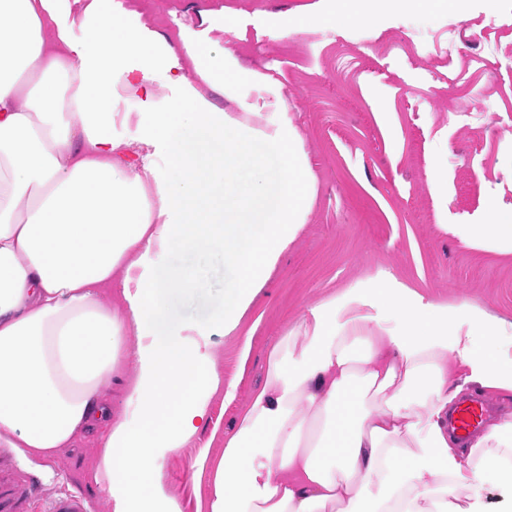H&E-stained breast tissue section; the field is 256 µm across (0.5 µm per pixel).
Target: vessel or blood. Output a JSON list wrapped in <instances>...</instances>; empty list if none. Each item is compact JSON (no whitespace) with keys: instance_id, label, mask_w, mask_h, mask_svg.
<instances>
[{"instance_id":"obj_1","label":"vessel or blood","mask_w":512,"mask_h":512,"mask_svg":"<svg viewBox=\"0 0 512 512\" xmlns=\"http://www.w3.org/2000/svg\"><path fill=\"white\" fill-rule=\"evenodd\" d=\"M484 420V404L476 400L456 408L449 424L460 437H467ZM39 477L21 468L12 449L0 448V512H93V504L79 493H69L37 508Z\"/></svg>"}]
</instances>
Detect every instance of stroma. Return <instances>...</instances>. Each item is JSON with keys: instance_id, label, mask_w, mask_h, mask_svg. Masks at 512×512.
<instances>
[{"instance_id": "1", "label": "stroma", "mask_w": 512, "mask_h": 512, "mask_svg": "<svg viewBox=\"0 0 512 512\" xmlns=\"http://www.w3.org/2000/svg\"><path fill=\"white\" fill-rule=\"evenodd\" d=\"M343 0H112L136 11L158 35L178 42L220 39L241 68L271 74L303 139L316 194L299 239L282 254L232 336L212 334L208 354L237 396L210 400V422L161 463V479L181 512H209V474L253 389L265 379L267 349L303 313L367 274L381 271L451 304L471 303L512 322V252L465 242L457 224H481L490 205L512 207V0L493 13L454 17L433 0L398 21H353L344 33L299 19L341 11ZM440 173L447 203L431 193ZM207 275L174 314L208 328L214 300L231 280L216 256L168 253ZM248 359H241L244 339ZM39 475L40 500L81 490L109 512L96 480L98 434L85 432L51 457L19 449Z\"/></svg>"}]
</instances>
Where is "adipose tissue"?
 <instances>
[{
	"instance_id": "obj_1",
	"label": "adipose tissue",
	"mask_w": 512,
	"mask_h": 512,
	"mask_svg": "<svg viewBox=\"0 0 512 512\" xmlns=\"http://www.w3.org/2000/svg\"><path fill=\"white\" fill-rule=\"evenodd\" d=\"M57 0H0V438L44 455L100 427L111 512H180L160 461L235 398L209 331L169 304L201 284L154 257L221 256L234 282L211 329L235 333L302 232L314 181L280 85L219 40L174 49L112 0H86L74 37ZM164 80L177 104L158 100ZM255 97L241 113L206 88ZM132 104L120 109L122 92ZM278 112L257 127L250 114ZM135 125L129 140L116 125ZM512 251V208L461 224ZM122 303H102L103 289ZM136 367L122 418H105L119 356ZM512 394V323L375 273L268 351L212 479L210 512H485L512 503V414L460 449L448 410L465 385Z\"/></svg>"
}]
</instances>
